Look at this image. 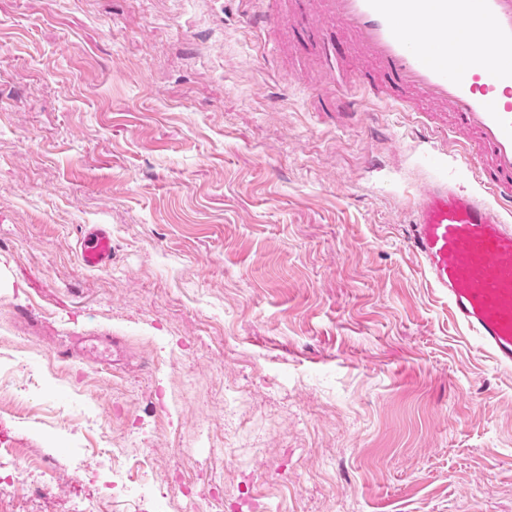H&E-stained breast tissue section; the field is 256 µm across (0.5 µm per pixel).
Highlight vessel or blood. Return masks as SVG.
<instances>
[{
  "label": "vessel or blood",
  "instance_id": "b4317fda",
  "mask_svg": "<svg viewBox=\"0 0 512 512\" xmlns=\"http://www.w3.org/2000/svg\"><path fill=\"white\" fill-rule=\"evenodd\" d=\"M338 33L321 62L349 80L329 99L338 117L396 106L442 134L471 171L466 191L448 177L419 183L408 244L455 321L502 369L512 370V0H304ZM85 268L112 263V232L91 225Z\"/></svg>",
  "mask_w": 512,
  "mask_h": 512
}]
</instances>
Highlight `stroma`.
<instances>
[{
  "mask_svg": "<svg viewBox=\"0 0 512 512\" xmlns=\"http://www.w3.org/2000/svg\"><path fill=\"white\" fill-rule=\"evenodd\" d=\"M259 6L0 0V512H512V371L407 243L471 174ZM80 259L85 268L103 270L112 263V232L106 224L91 225L80 241Z\"/></svg>",
  "mask_w": 512,
  "mask_h": 512,
  "instance_id": "35a3bbf8",
  "label": "stroma"
}]
</instances>
